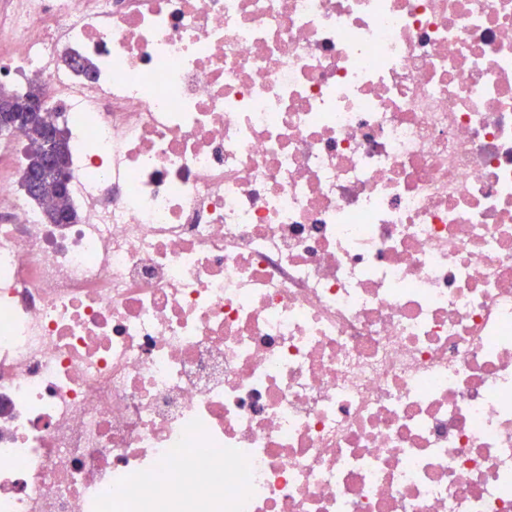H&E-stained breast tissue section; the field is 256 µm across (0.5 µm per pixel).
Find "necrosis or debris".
<instances>
[{"mask_svg":"<svg viewBox=\"0 0 512 512\" xmlns=\"http://www.w3.org/2000/svg\"><path fill=\"white\" fill-rule=\"evenodd\" d=\"M0 512H512V0H0ZM12 89L0 88V132L1 127L8 125L13 120L15 108V99ZM19 104L18 117L12 124V130L16 133H24L28 142L27 151V163L26 173H34L41 181L46 184H50L56 180L57 173L54 169H63L65 167L64 175L66 180L67 166L69 163V146L67 138L65 136V129L62 126L61 112H44L43 103L36 99L24 98L18 100ZM42 112L44 113L42 119ZM42 122L37 125L28 128L35 122ZM45 126L53 127L57 130V135L54 137H47L45 133ZM28 128V129H27ZM48 153H59L65 158V164L63 158L56 154ZM45 157V158H44ZM44 158V164L42 165V159ZM35 180L30 176L23 178L22 184L26 192L41 200L42 198L50 197L54 191H63L66 189L67 182L62 179L55 187H49L43 182ZM63 214L70 222L77 220V214L72 207L68 191L65 195L57 196L46 211V216L51 224H61L60 220Z\"/></svg>","mask_w":512,"mask_h":512,"instance_id":"obj_1","label":"necrosis or debris"}]
</instances>
